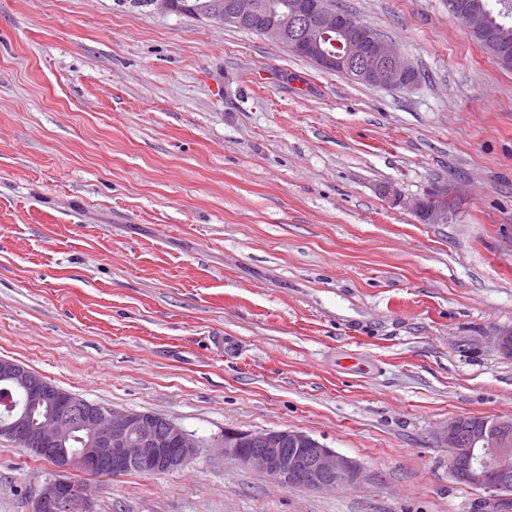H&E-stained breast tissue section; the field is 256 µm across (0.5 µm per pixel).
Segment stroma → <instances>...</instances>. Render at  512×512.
<instances>
[{"mask_svg": "<svg viewBox=\"0 0 512 512\" xmlns=\"http://www.w3.org/2000/svg\"><path fill=\"white\" fill-rule=\"evenodd\" d=\"M338 3L415 88L138 0H0V358L200 442L89 479L94 512H494L436 431L512 416V71L448 0ZM441 180L445 224L382 193ZM282 428L360 485L281 488L219 448ZM55 474L0 440V512Z\"/></svg>", "mask_w": 512, "mask_h": 512, "instance_id": "obj_1", "label": "stroma"}]
</instances>
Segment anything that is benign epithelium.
<instances>
[{
    "label": "benign epithelium",
    "instance_id": "benign-epithelium-1",
    "mask_svg": "<svg viewBox=\"0 0 512 512\" xmlns=\"http://www.w3.org/2000/svg\"><path fill=\"white\" fill-rule=\"evenodd\" d=\"M164 11L224 25L243 26L268 10L266 0H206L203 9L181 7L179 0H149ZM290 48L311 56L326 72H342L357 81L391 89H409L419 82L418 70L396 44L363 23H344L338 11L313 0H292L289 12L258 29ZM396 205L404 206L427 224H446L458 208L456 188L436 183L425 195L405 199L392 187L385 190ZM0 376L23 383L34 404L53 406L62 388L45 381L24 365L0 358ZM477 416H454L437 431L438 442L448 448H468L466 458L450 459L453 478L497 500L512 484V417L493 418L496 431L478 426ZM85 435L86 447L69 453L63 447L75 433ZM16 439L28 453L51 457L57 477L44 483L32 501L30 512H92L87 488L65 478L75 467L108 466L116 478L125 469L163 474L185 467L195 456L199 441L188 431L161 415L91 404L79 398L69 410L49 412L37 427L20 415L0 425V434ZM224 457L267 474L283 488L300 485L330 491L354 485L361 466L351 457L327 447L307 433L291 428L250 431L225 430L221 443Z\"/></svg>",
    "mask_w": 512,
    "mask_h": 512
}]
</instances>
